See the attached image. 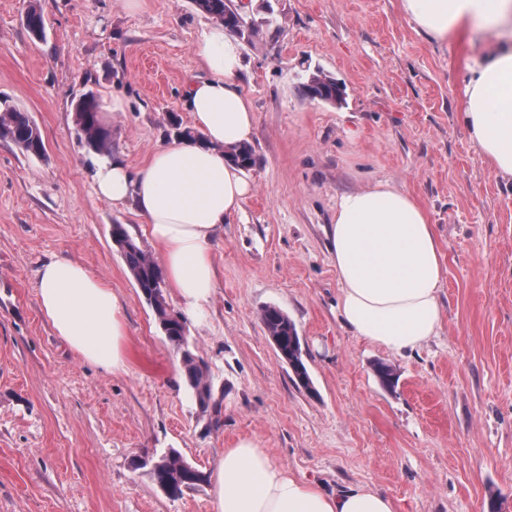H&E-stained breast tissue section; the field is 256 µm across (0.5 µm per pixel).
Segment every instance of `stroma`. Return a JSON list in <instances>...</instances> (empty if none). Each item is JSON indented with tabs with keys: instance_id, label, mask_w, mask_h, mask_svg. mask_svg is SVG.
Segmentation results:
<instances>
[{
	"instance_id": "1",
	"label": "stroma",
	"mask_w": 512,
	"mask_h": 512,
	"mask_svg": "<svg viewBox=\"0 0 512 512\" xmlns=\"http://www.w3.org/2000/svg\"><path fill=\"white\" fill-rule=\"evenodd\" d=\"M46 22L35 39L29 2ZM243 91L257 117L242 211L216 234L209 302L187 320L222 402L211 428L187 391L112 239L142 221L98 197L73 103L94 91L112 154L142 166L193 122L182 104L203 75L194 53L212 18L194 0H0V97L30 112L44 157L0 141V512H212L211 486L177 499L136 459L179 450L206 473L256 437L293 476L335 491L365 486L395 512H512V181L471 142L460 113L484 40L437 44L399 0H232ZM344 88L308 99L313 75ZM121 110H113V99ZM386 181L418 198L447 267L440 336L401 356L341 323L324 232L340 197ZM77 259L124 304L129 369L75 355L43 317L37 270ZM295 322L314 392L295 384L259 319ZM390 365L383 387L375 362Z\"/></svg>"
}]
</instances>
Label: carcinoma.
Here are the masks:
<instances>
[{"label": "carcinoma", "mask_w": 512, "mask_h": 512, "mask_svg": "<svg viewBox=\"0 0 512 512\" xmlns=\"http://www.w3.org/2000/svg\"><path fill=\"white\" fill-rule=\"evenodd\" d=\"M205 14L224 25V29L237 33L245 27L243 16L231 6L230 0H194ZM26 27L36 39L46 36L45 19L41 10L30 5L25 16ZM304 93L311 99L324 102L336 101V82L318 75L304 85ZM78 138L87 152L99 156H112V129L101 120V103L98 96L88 91L74 104ZM42 139L40 129L30 113L6 100H0V140L10 142L29 156L41 157L34 148V140ZM229 159L238 166L249 169L255 164L254 150L249 144L237 145L228 150ZM112 237L120 248L125 265L141 295L152 309L167 341L180 357L185 386L195 401L201 416L208 423H219L220 404L214 398L208 368L188 336L186 320L170 318L172 308L166 300L165 280L161 269L150 255L126 231L123 225H112ZM262 322L271 341L278 343L279 360L288 365L293 380L305 391H314L313 382L303 359L301 339L294 322L280 307L269 305L260 312ZM152 482L168 496L183 495L207 481V476L192 465L175 448L161 454V465L148 468Z\"/></svg>", "instance_id": "cac0c4a2"}]
</instances>
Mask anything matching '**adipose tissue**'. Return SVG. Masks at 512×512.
<instances>
[{
    "mask_svg": "<svg viewBox=\"0 0 512 512\" xmlns=\"http://www.w3.org/2000/svg\"><path fill=\"white\" fill-rule=\"evenodd\" d=\"M399 8L432 42L476 27L512 33V0H400ZM194 51L205 74L185 85L183 97L200 141L159 147L135 171L118 159L96 171L98 194L143 218L170 288L189 308L211 298L216 233L250 194L225 151L250 141L256 123L241 89L238 48L224 28L204 32ZM465 96L461 118L471 140L498 175L512 179V42L469 66ZM327 238L348 330L395 355L439 335L447 268L427 210L411 193L378 182L342 195ZM38 301L72 352L105 370L126 371L124 305L83 263H44ZM211 506L212 512H394L392 501L371 488L330 493L295 478L254 438L221 453Z\"/></svg>",
    "mask_w": 512,
    "mask_h": 512,
    "instance_id": "1",
    "label": "adipose tissue"
}]
</instances>
